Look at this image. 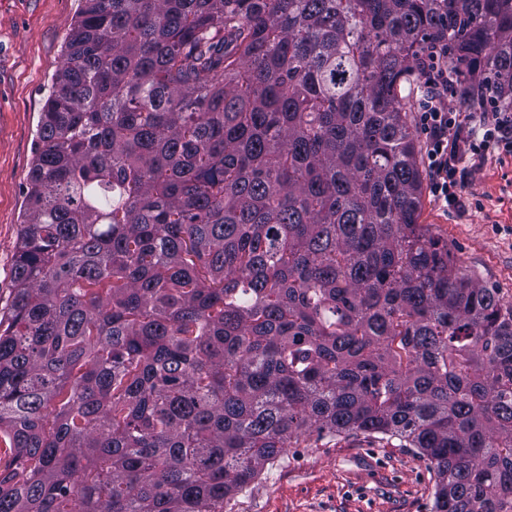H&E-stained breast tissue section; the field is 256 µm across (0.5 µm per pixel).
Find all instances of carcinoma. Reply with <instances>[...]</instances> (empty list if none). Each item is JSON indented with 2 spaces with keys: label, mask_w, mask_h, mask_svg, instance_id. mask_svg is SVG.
<instances>
[{
  "label": "carcinoma",
  "mask_w": 512,
  "mask_h": 512,
  "mask_svg": "<svg viewBox=\"0 0 512 512\" xmlns=\"http://www.w3.org/2000/svg\"><path fill=\"white\" fill-rule=\"evenodd\" d=\"M512 107V0H81L0 314V512H224L311 433L512 512V306L418 223L432 43Z\"/></svg>",
  "instance_id": "carcinoma-1"
}]
</instances>
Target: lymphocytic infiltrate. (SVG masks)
<instances>
[{"label": "lymphocytic infiltrate", "mask_w": 512, "mask_h": 512, "mask_svg": "<svg viewBox=\"0 0 512 512\" xmlns=\"http://www.w3.org/2000/svg\"><path fill=\"white\" fill-rule=\"evenodd\" d=\"M446 56L445 46L436 44L422 57L417 125L425 136L424 165L433 202L460 210L467 180L488 149L512 153V111L496 105L490 91L460 80L449 70Z\"/></svg>", "instance_id": "f902f5d3"}]
</instances>
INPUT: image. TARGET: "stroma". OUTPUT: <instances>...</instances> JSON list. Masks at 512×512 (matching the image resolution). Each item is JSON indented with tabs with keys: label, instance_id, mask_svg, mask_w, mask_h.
I'll list each match as a JSON object with an SVG mask.
<instances>
[{
	"label": "stroma",
	"instance_id": "1",
	"mask_svg": "<svg viewBox=\"0 0 512 512\" xmlns=\"http://www.w3.org/2000/svg\"><path fill=\"white\" fill-rule=\"evenodd\" d=\"M80 0H0V308L13 291L34 140ZM464 210L424 198L419 221L461 272L512 304V153L492 150L463 191ZM435 472L398 441L365 433L301 437L224 512H432Z\"/></svg>",
	"mask_w": 512,
	"mask_h": 512
}]
</instances>
